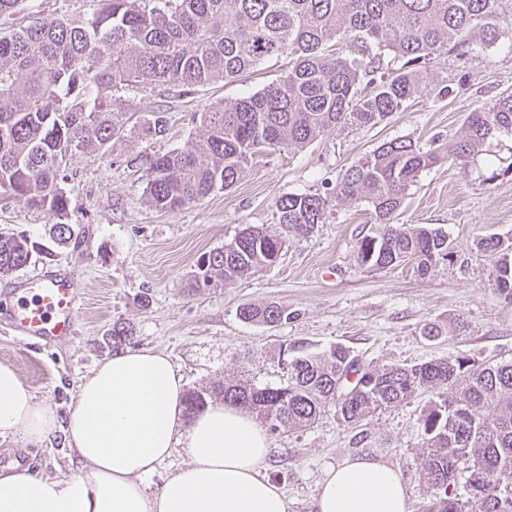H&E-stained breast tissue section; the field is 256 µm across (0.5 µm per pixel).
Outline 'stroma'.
<instances>
[{
  "mask_svg": "<svg viewBox=\"0 0 512 512\" xmlns=\"http://www.w3.org/2000/svg\"><path fill=\"white\" fill-rule=\"evenodd\" d=\"M96 7V0H21L14 13L0 16V32L36 17L75 18ZM287 68L282 57L185 97L166 86L128 95L125 106L135 122L163 111L168 129L148 137L134 122L111 147L70 157L65 221L75 234L68 246L55 243L54 220L46 213L17 197L0 198V233H21L37 245L26 266L0 274V300L21 277L65 271L75 278L84 307L78 334L59 342L21 338L0 327V363L12 366L36 402L52 407L59 419H67L80 380L111 355L109 334L119 319L133 322L137 346L167 353L190 390L244 370L256 383H280L282 350L292 344L319 353L340 343L367 365L455 356L478 364L512 362V299L493 288L490 259L476 247L486 236L512 238V179L502 175L512 165L511 135L489 140L466 167L423 172L408 190L394 223L443 228L456 247L453 263L429 277L409 266L375 272L359 267L358 243L376 224L364 201L345 200L312 234L293 239L278 265L201 294L187 290L198 258L223 247L243 225L276 230L281 197L327 192L383 142L410 138L428 145L462 135L471 112L512 91V26L502 28L493 44L441 57L427 90L375 126L345 128L302 149L275 152L232 188L181 210L159 211L147 203V158L187 148L197 133L194 113L256 93ZM445 86L450 92L444 96ZM144 293L151 303L143 310L136 299ZM268 303L287 307L288 322L268 328L236 314L240 305ZM428 324L441 326L442 336H423ZM433 398L418 393L356 425L343 423L330 408L310 427L272 433L266 472L282 485L288 512H311L326 468L360 454L397 466L411 512H428L436 491L424 475L427 450L419 419ZM0 458L60 478L73 469L59 434L40 444L20 434L1 436Z\"/></svg>",
  "mask_w": 512,
  "mask_h": 512,
  "instance_id": "obj_1",
  "label": "stroma"
}]
</instances>
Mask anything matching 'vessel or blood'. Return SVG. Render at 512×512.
<instances>
[{
    "mask_svg": "<svg viewBox=\"0 0 512 512\" xmlns=\"http://www.w3.org/2000/svg\"><path fill=\"white\" fill-rule=\"evenodd\" d=\"M4 321L13 335L49 343L75 333L83 305L70 276L54 272L21 280Z\"/></svg>",
    "mask_w": 512,
    "mask_h": 512,
    "instance_id": "1",
    "label": "vessel or blood"
}]
</instances>
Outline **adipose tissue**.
<instances>
[{
  "mask_svg": "<svg viewBox=\"0 0 512 512\" xmlns=\"http://www.w3.org/2000/svg\"><path fill=\"white\" fill-rule=\"evenodd\" d=\"M184 381L168 355L149 347L116 351L77 387L66 425L35 402L0 364V435L37 442L63 431L77 471L51 477L33 468L0 469V512H288L266 473L270 442L252 415L214 404L184 423ZM188 462L158 490L148 478L174 448ZM313 512H410L399 469L367 455L330 466Z\"/></svg>",
  "mask_w": 512,
  "mask_h": 512,
  "instance_id": "1",
  "label": "adipose tissue"
}]
</instances>
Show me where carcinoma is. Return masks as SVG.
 <instances>
[{"label": "carcinoma", "instance_id": "1", "mask_svg": "<svg viewBox=\"0 0 512 512\" xmlns=\"http://www.w3.org/2000/svg\"><path fill=\"white\" fill-rule=\"evenodd\" d=\"M79 20L35 18L0 36V195L58 219V243L71 242L62 222L69 198L61 186L70 156L112 145L128 121L116 102L146 85L188 94L230 82L286 56L288 70L261 91L197 114L199 132L185 149L146 162L147 202L177 211L242 179L281 148L300 149L345 126H373L427 89L421 68L450 52L489 45L512 18L499 0H98ZM166 112L146 115L147 136L166 131ZM512 134V93L467 119L465 134L424 149L410 139L378 146L319 193L290 194L277 206L279 230L243 227L204 254L186 281L191 291L240 280L277 264L293 238L326 223L333 200H362L381 225L362 238L357 262L381 271L413 264L425 277L453 261L448 232L427 224H393L421 173L442 164L466 166L495 133ZM489 254L493 286L512 298V238L477 241ZM36 245L24 234H0V273L25 266ZM239 318L277 326L280 305L243 306ZM112 348L135 344L127 321L113 322ZM286 379L258 385L246 374L210 391L185 394L195 417L212 398L246 409L270 431L303 429L334 405L356 425L421 390L437 395L420 422L426 473L438 491L432 512H465L449 489L466 475L473 512H512V363L478 365L448 357L414 365H363L335 344L312 354L283 350Z\"/></svg>", "mask_w": 512, "mask_h": 512}]
</instances>
